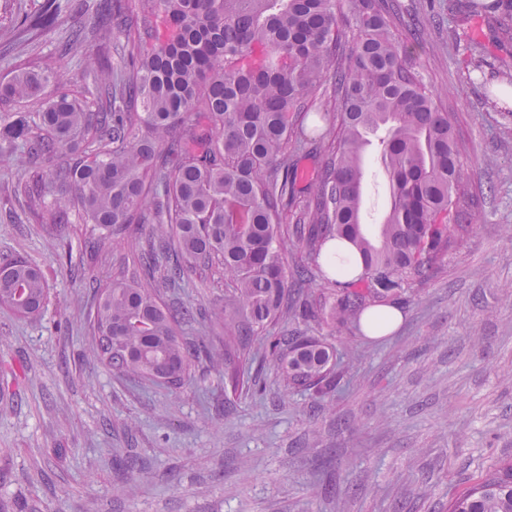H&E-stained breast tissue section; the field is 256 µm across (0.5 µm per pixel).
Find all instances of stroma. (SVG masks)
<instances>
[{"mask_svg":"<svg viewBox=\"0 0 512 512\" xmlns=\"http://www.w3.org/2000/svg\"><path fill=\"white\" fill-rule=\"evenodd\" d=\"M409 29L445 45L413 60L453 114L472 198L449 249L423 289L394 298L403 315L388 336L297 318L275 336H324L343 355L323 393H284L262 367V340L240 368L256 392L225 388L224 376L194 361L181 387L117 377L90 357V281L122 270L123 248L90 260L83 227L33 223L12 192L22 177L52 171L51 156L21 168L0 158V260L42 268L51 302L37 317L0 305V512H448V500L483 469L512 459V140L488 105L512 73V10L497 29L471 14L448 26L456 0H394ZM91 11L66 9L54 27L0 55V80L21 65L64 67L72 94L89 80L84 55L55 49ZM481 41L475 57L472 41ZM364 214L387 207L386 177L367 157ZM164 299L196 309L186 341L223 350L204 312L224 300L217 273L193 274ZM138 457L130 477L120 460Z\"/></svg>","mask_w":512,"mask_h":512,"instance_id":"35a3bbf8","label":"stroma"}]
</instances>
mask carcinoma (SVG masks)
<instances>
[{"label": "carcinoma", "instance_id": "cac0c4a2", "mask_svg": "<svg viewBox=\"0 0 512 512\" xmlns=\"http://www.w3.org/2000/svg\"><path fill=\"white\" fill-rule=\"evenodd\" d=\"M66 0H43L15 16L18 40L54 26ZM93 0L92 29L71 35L63 54L89 40L108 49L123 37L122 65L94 74L91 102L66 90L67 72L19 69L0 84V102L34 101V117L0 115V154L31 163L63 162L13 192L51 225H84L95 260L118 241L128 246L121 276L91 285L92 357L121 376L179 386L205 353L219 371L253 336L290 317L327 326L354 323L426 282L464 226L450 224L468 198L463 151L451 113L410 65L423 50L402 40L389 0H351L357 38L340 52L337 0ZM336 95L329 128L317 101ZM322 145L312 178L300 185L296 158ZM375 151L389 205L375 230L363 219L366 156ZM294 211L296 241L283 218ZM148 232H143V227ZM331 287L288 297L286 255L299 247L319 260L330 241ZM224 273V303L209 311L224 352L188 345L161 291L205 269ZM40 269L21 259L0 264V304L35 316L48 303ZM290 389L329 386L334 348L314 337L283 343L266 336ZM448 512H512V461L486 468L456 493Z\"/></svg>", "mask_w": 512, "mask_h": 512}]
</instances>
